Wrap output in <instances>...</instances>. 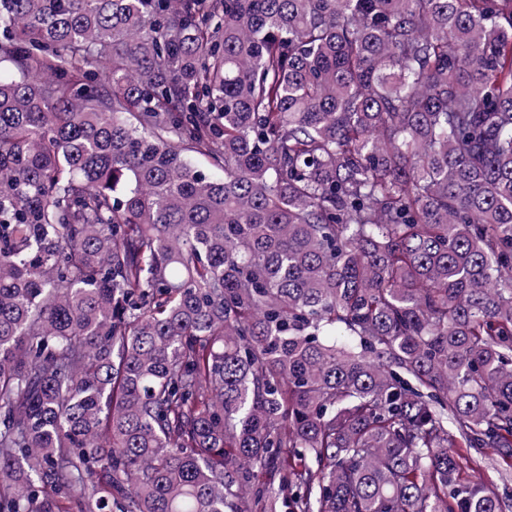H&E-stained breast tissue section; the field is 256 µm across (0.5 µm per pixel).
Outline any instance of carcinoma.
Instances as JSON below:
<instances>
[{
    "mask_svg": "<svg viewBox=\"0 0 512 512\" xmlns=\"http://www.w3.org/2000/svg\"><path fill=\"white\" fill-rule=\"evenodd\" d=\"M1 66L0 512L512 508V0H0Z\"/></svg>",
    "mask_w": 512,
    "mask_h": 512,
    "instance_id": "1",
    "label": "carcinoma"
}]
</instances>
